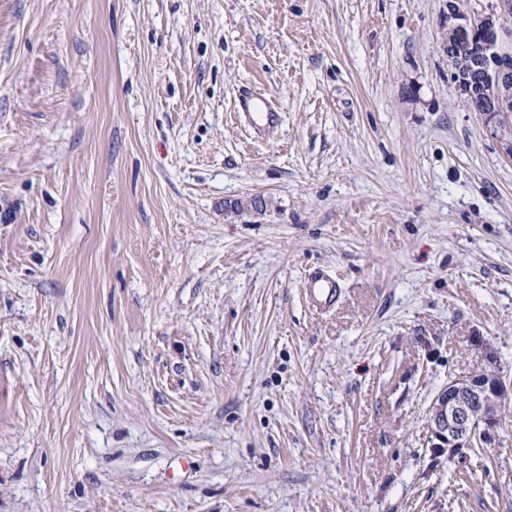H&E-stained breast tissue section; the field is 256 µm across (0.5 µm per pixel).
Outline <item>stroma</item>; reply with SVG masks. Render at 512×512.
<instances>
[{"label":"stroma","instance_id":"35a3bbf8","mask_svg":"<svg viewBox=\"0 0 512 512\" xmlns=\"http://www.w3.org/2000/svg\"><path fill=\"white\" fill-rule=\"evenodd\" d=\"M447 19L0 0V512H512V415L430 422L485 348L512 374V159ZM235 106L240 120L259 137L274 132L282 122V114L277 105L259 91H240ZM304 294L310 306L319 311H328L337 303L341 288L336 274L317 269L304 280Z\"/></svg>","mask_w":512,"mask_h":512}]
</instances>
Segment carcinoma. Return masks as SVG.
<instances>
[{
	"label": "carcinoma",
	"mask_w": 512,
	"mask_h": 512,
	"mask_svg": "<svg viewBox=\"0 0 512 512\" xmlns=\"http://www.w3.org/2000/svg\"><path fill=\"white\" fill-rule=\"evenodd\" d=\"M494 23L492 36L485 32L482 16L478 14L448 28L450 77L474 111L489 107L498 97V85L493 81L492 72L482 63L488 41H493L492 51L502 58L512 59V12L494 19Z\"/></svg>",
	"instance_id": "1"
}]
</instances>
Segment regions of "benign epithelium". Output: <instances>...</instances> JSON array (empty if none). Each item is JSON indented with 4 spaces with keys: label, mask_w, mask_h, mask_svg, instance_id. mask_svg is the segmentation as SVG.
Instances as JSON below:
<instances>
[{
    "label": "benign epithelium",
    "mask_w": 512,
    "mask_h": 512,
    "mask_svg": "<svg viewBox=\"0 0 512 512\" xmlns=\"http://www.w3.org/2000/svg\"><path fill=\"white\" fill-rule=\"evenodd\" d=\"M502 101L508 103L512 92V69L500 59L493 62ZM487 364L468 373L448 378L431 404V422L436 436L450 448H473L485 445L501 424L504 411L512 405V379L489 366L493 353H485Z\"/></svg>",
    "instance_id": "obj_1"
}]
</instances>
